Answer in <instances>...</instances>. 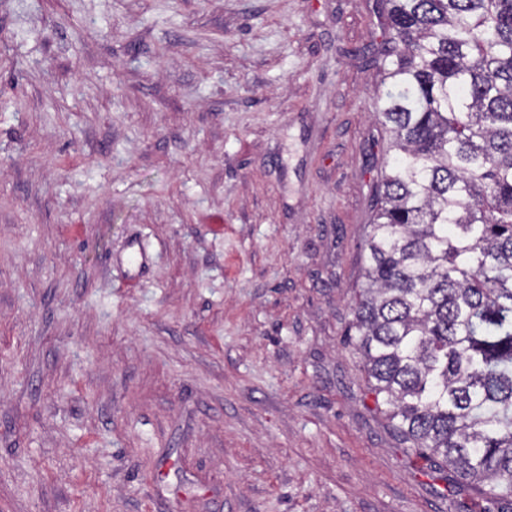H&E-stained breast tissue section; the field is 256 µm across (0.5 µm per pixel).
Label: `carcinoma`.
Wrapping results in <instances>:
<instances>
[{
  "mask_svg": "<svg viewBox=\"0 0 512 512\" xmlns=\"http://www.w3.org/2000/svg\"><path fill=\"white\" fill-rule=\"evenodd\" d=\"M388 159L350 330L425 461L512 498V0H385Z\"/></svg>",
  "mask_w": 512,
  "mask_h": 512,
  "instance_id": "carcinoma-1",
  "label": "carcinoma"
}]
</instances>
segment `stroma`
<instances>
[{
	"label": "stroma",
	"mask_w": 512,
	"mask_h": 512,
	"mask_svg": "<svg viewBox=\"0 0 512 512\" xmlns=\"http://www.w3.org/2000/svg\"><path fill=\"white\" fill-rule=\"evenodd\" d=\"M389 36L380 0H0V512H512L346 336Z\"/></svg>",
	"instance_id": "stroma-1"
}]
</instances>
